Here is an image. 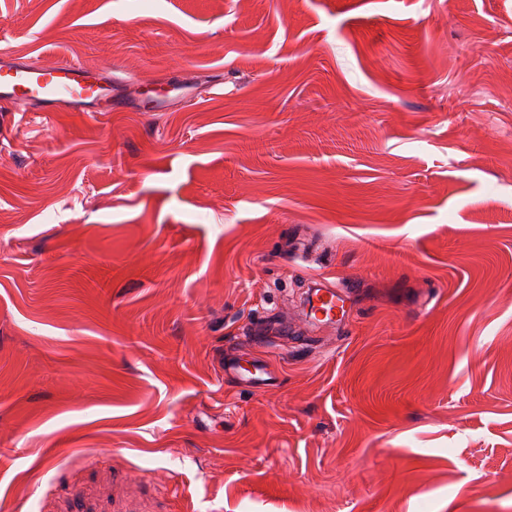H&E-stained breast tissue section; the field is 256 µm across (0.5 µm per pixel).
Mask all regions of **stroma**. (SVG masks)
Returning a JSON list of instances; mask_svg holds the SVG:
<instances>
[{"label": "stroma", "mask_w": 512, "mask_h": 512, "mask_svg": "<svg viewBox=\"0 0 512 512\" xmlns=\"http://www.w3.org/2000/svg\"><path fill=\"white\" fill-rule=\"evenodd\" d=\"M0 52L126 101L0 106V512H512V0H0ZM345 292L330 288L320 281L311 290L309 296V310L313 321L318 323L340 322L346 313ZM224 377L234 379L247 384L250 387L260 389L271 380L267 364L262 361H254L251 367H245L240 357L228 355L224 358Z\"/></svg>", "instance_id": "obj_1"}]
</instances>
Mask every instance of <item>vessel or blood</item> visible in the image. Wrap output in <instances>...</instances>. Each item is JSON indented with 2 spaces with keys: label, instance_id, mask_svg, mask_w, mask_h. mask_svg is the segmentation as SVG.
I'll use <instances>...</instances> for the list:
<instances>
[{
  "label": "vessel or blood",
  "instance_id": "b4317fda",
  "mask_svg": "<svg viewBox=\"0 0 512 512\" xmlns=\"http://www.w3.org/2000/svg\"><path fill=\"white\" fill-rule=\"evenodd\" d=\"M112 74L75 62H61L43 66L24 61L9 54H0V102L18 107L39 104L42 111L52 112L60 107L82 111L95 103L100 111L112 109ZM345 292L318 283L309 296V310L313 321L335 323L346 313ZM224 376L259 389L266 385L270 372L266 363L253 362L243 366L240 357L224 359Z\"/></svg>",
  "mask_w": 512,
  "mask_h": 512
}]
</instances>
